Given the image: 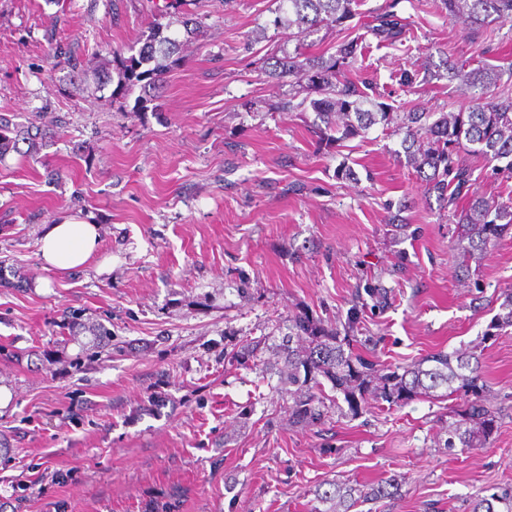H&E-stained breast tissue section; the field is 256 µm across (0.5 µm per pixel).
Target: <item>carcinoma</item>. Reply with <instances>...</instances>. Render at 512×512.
<instances>
[{"label":"carcinoma","instance_id":"carcinoma-1","mask_svg":"<svg viewBox=\"0 0 512 512\" xmlns=\"http://www.w3.org/2000/svg\"><path fill=\"white\" fill-rule=\"evenodd\" d=\"M269 24L277 31L303 38L322 27L338 26L352 17L355 0H277ZM392 0L386 10L374 17L368 32L377 43H403L407 23L394 8ZM448 17L475 34L495 24L512 22V0H440ZM180 42L161 35L155 28L137 55L119 62L117 82L112 96L128 86L148 81V91L160 88V75L168 59L179 53ZM364 46L359 39L346 38L336 45L334 54L305 55L297 49L270 64L272 78L294 76L299 90L282 100L277 109L295 111L309 107L315 113L319 143L332 146L355 138L375 125L403 134L401 146L405 165L425 184L424 196L435 197L439 208L458 216L455 250L457 266L481 258L489 248L512 228V206L500 205L480 197L473 190L474 169L463 155L477 154L490 161L508 160L505 169L512 171V94L491 96L488 87L501 81L503 73L483 67L466 69V64L451 67L450 78L470 90V104L457 112H428L413 109L395 112L390 104L372 97L367 85L346 74L357 62ZM58 131L31 123H13L0 116V157L10 153L37 155L52 145ZM368 297L372 308L389 305L390 293L380 283L368 281L355 289L353 305L347 316L346 332L328 328L307 312L297 316L288 335L276 345V354L288 367V415L296 423L316 424L328 414L323 395L324 382L343 395L351 415L357 416L374 406L400 407L439 388L445 395L467 398L464 408L452 414L444 447L485 448L493 441L497 416L483 401L484 385L479 362L474 353L438 352L412 366L375 364L354 352V329L363 323ZM501 313L490 328L512 326V289L504 292ZM231 364L246 365L255 358L254 348L242 344L226 353ZM400 476L376 482L353 484L327 480L313 491L314 501L329 503L323 511L312 506L311 512H355L364 504L390 501L402 496ZM470 512H512V486L494 487L492 493L477 497Z\"/></svg>","mask_w":512,"mask_h":512}]
</instances>
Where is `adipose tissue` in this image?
<instances>
[{
	"label": "adipose tissue",
	"instance_id": "adipose-tissue-1",
	"mask_svg": "<svg viewBox=\"0 0 512 512\" xmlns=\"http://www.w3.org/2000/svg\"><path fill=\"white\" fill-rule=\"evenodd\" d=\"M97 225L66 218L48 224L41 238V257L47 268L68 273L84 266L99 247Z\"/></svg>",
	"mask_w": 512,
	"mask_h": 512
}]
</instances>
